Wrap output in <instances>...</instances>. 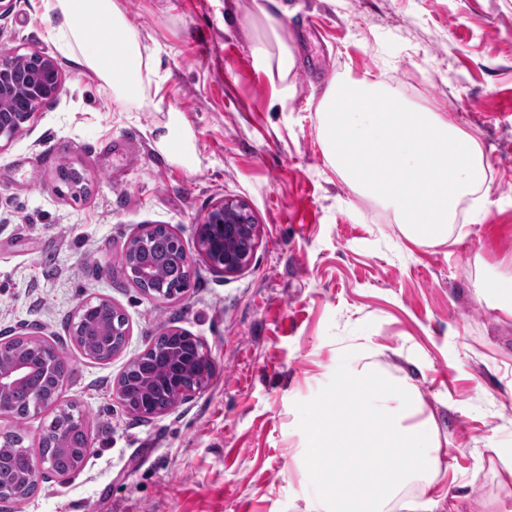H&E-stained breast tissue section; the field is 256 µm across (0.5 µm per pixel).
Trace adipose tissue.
Returning a JSON list of instances; mask_svg holds the SVG:
<instances>
[{"label":"adipose tissue","mask_w":512,"mask_h":512,"mask_svg":"<svg viewBox=\"0 0 512 512\" xmlns=\"http://www.w3.org/2000/svg\"><path fill=\"white\" fill-rule=\"evenodd\" d=\"M43 6L49 37L80 71L108 84L117 101L141 97L157 71L119 0H43Z\"/></svg>","instance_id":"ef3b65f1"}]
</instances>
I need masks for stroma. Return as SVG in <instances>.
I'll return each instance as SVG.
<instances>
[{"label": "stroma", "mask_w": 512, "mask_h": 512, "mask_svg": "<svg viewBox=\"0 0 512 512\" xmlns=\"http://www.w3.org/2000/svg\"><path fill=\"white\" fill-rule=\"evenodd\" d=\"M40 3L14 0L0 16V55L36 46L64 75L0 147V338L27 331L65 357L59 401L84 414L92 450L67 481L40 473L10 512H308L296 405L356 344L415 385L439 431V475L408 485L406 499L512 512V471L487 450L512 448V315L481 291L512 278V0H120L159 60L158 82L128 104L59 50ZM269 15L295 57L284 82L253 55L271 39ZM343 75L481 144L489 181L480 202H462V234L411 242L331 167L317 106ZM167 126L168 154L157 145ZM226 198L260 229L234 276L208 263L196 235ZM155 224L178 235L193 269L163 302L122 263L125 243ZM94 296L129 325L126 350L107 361L71 338L78 304ZM169 329L203 345L212 376L145 419L113 386Z\"/></svg>", "instance_id": "obj_1"}]
</instances>
